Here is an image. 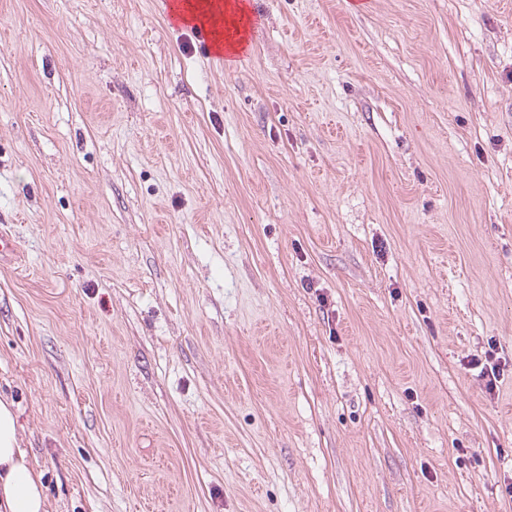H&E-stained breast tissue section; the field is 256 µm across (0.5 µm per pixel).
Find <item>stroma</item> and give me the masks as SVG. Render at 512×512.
<instances>
[{
    "label": "stroma",
    "mask_w": 512,
    "mask_h": 512,
    "mask_svg": "<svg viewBox=\"0 0 512 512\" xmlns=\"http://www.w3.org/2000/svg\"><path fill=\"white\" fill-rule=\"evenodd\" d=\"M251 3L221 67L161 0H0L48 512H512V0Z\"/></svg>",
    "instance_id": "stroma-1"
}]
</instances>
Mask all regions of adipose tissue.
Returning a JSON list of instances; mask_svg holds the SVG:
<instances>
[{
  "label": "adipose tissue",
  "instance_id": "1",
  "mask_svg": "<svg viewBox=\"0 0 512 512\" xmlns=\"http://www.w3.org/2000/svg\"><path fill=\"white\" fill-rule=\"evenodd\" d=\"M18 429L13 402L0 400V512H47L41 475L21 448Z\"/></svg>",
  "mask_w": 512,
  "mask_h": 512
}]
</instances>
